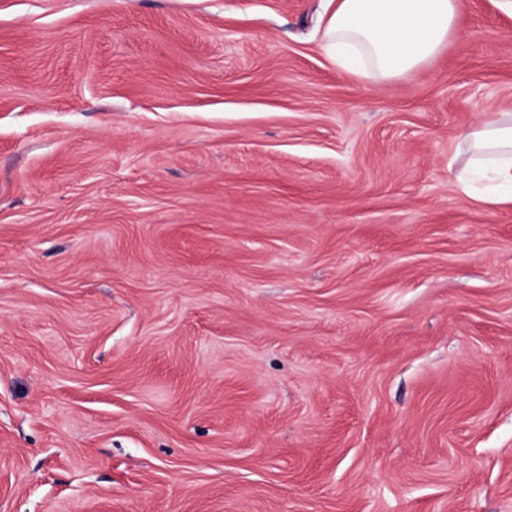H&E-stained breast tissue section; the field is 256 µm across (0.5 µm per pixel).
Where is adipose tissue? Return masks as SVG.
<instances>
[{
    "label": "adipose tissue",
    "mask_w": 512,
    "mask_h": 512,
    "mask_svg": "<svg viewBox=\"0 0 512 512\" xmlns=\"http://www.w3.org/2000/svg\"><path fill=\"white\" fill-rule=\"evenodd\" d=\"M459 0H335L323 47L337 66L378 81L429 63L458 31ZM467 139L482 174L497 183L494 203H512V114L475 126Z\"/></svg>",
    "instance_id": "1"
}]
</instances>
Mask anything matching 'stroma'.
Wrapping results in <instances>:
<instances>
[{"label":"stroma","instance_id":"35a3bbf8","mask_svg":"<svg viewBox=\"0 0 512 512\" xmlns=\"http://www.w3.org/2000/svg\"><path fill=\"white\" fill-rule=\"evenodd\" d=\"M323 0H0V512H512V17L389 82ZM470 148L482 165L481 173L509 191L483 198L491 203H512V114L503 113L491 122H482L467 135Z\"/></svg>","mask_w":512,"mask_h":512}]
</instances>
